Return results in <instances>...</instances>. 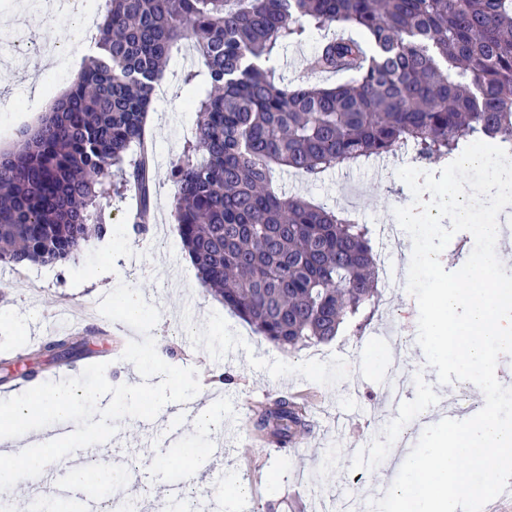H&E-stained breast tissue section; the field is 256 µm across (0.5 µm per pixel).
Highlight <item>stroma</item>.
<instances>
[{"label":"stroma","mask_w":512,"mask_h":512,"mask_svg":"<svg viewBox=\"0 0 512 512\" xmlns=\"http://www.w3.org/2000/svg\"><path fill=\"white\" fill-rule=\"evenodd\" d=\"M35 10L34 0H0V38H20L29 48L25 64L0 65V151L12 148L21 131L37 125L58 88L71 83L65 57L58 68L40 71L43 96L29 89L31 71L40 70V47L55 42L61 32L71 44L87 45L92 38L91 31L63 17L20 26L21 16ZM321 41L315 30L282 51L277 66L286 83L318 82L306 59ZM201 67L189 48H181L157 89L150 114L153 213L145 232L127 223L129 202L116 198L105 210L106 236L90 240L74 260L33 266L25 276L0 265V395L28 389L41 398L68 378L98 388L101 414L86 408L73 413L82 434L97 433L106 424L117 434L112 443L119 460L115 484L111 493L98 498H134L141 512H167V485L187 470L197 474L183 484L194 495L205 494L206 476L220 469L243 486L241 495H221L223 512H295L314 498L321 500L324 512H337L355 493L375 499V485L392 480V473L376 468L358 474L350 464L358 446L369 444L394 418L381 410L382 379L400 377L410 388L415 376L429 383L437 379L415 343L418 306L402 275L410 265L411 239L403 237L392 256L391 266L399 274L382 286L379 309L364 332L348 323L320 347L295 352L258 336L202 285L174 222L170 170L196 127L191 102L205 91L202 83L184 84L183 75ZM412 156L411 150H398L385 169L376 157L354 166L342 164L316 183L284 171L277 182L287 195L354 212L375 231L395 223V208L413 200L397 175L412 165ZM33 275L42 279L41 290L31 288ZM126 288L144 291L146 316L131 317L119 307L117 297ZM61 309L82 316L83 322L73 330V353L55 358L38 348L60 337L55 314ZM202 376L211 382L205 396L219 417L212 436L195 429L189 410L197 398L191 385ZM133 382L143 388L135 404L124 397ZM310 388L318 392L310 434L282 451L256 438L247 424L254 405L283 390ZM166 403L183 410L180 432L185 447L194 451L193 460H182L176 447L164 444L167 422L161 407ZM149 413L156 422L148 429L144 417ZM214 439L227 449V461L212 457ZM158 456L168 458V467L152 465L143 482L127 484L128 467Z\"/></svg>","instance_id":"stroma-1"}]
</instances>
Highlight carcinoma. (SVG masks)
<instances>
[{
	"mask_svg": "<svg viewBox=\"0 0 512 512\" xmlns=\"http://www.w3.org/2000/svg\"><path fill=\"white\" fill-rule=\"evenodd\" d=\"M329 32L309 68L347 76L284 83L274 60L310 30ZM190 44L207 90L173 163L174 217L201 283L266 340L290 350L367 326L380 303L372 231L352 212L276 186L411 146L453 160L473 140L512 149V0H105L95 54L41 124L0 154V263L75 258L100 216L134 190L152 214L156 89ZM281 448L312 432L282 395L253 418Z\"/></svg>",
	"mask_w": 512,
	"mask_h": 512,
	"instance_id": "1",
	"label": "carcinoma"
}]
</instances>
